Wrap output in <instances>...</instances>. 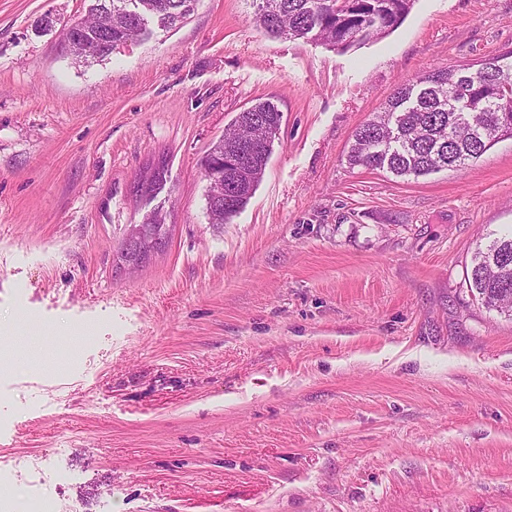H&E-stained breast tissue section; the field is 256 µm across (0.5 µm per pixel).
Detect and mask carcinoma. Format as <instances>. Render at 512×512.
Here are the masks:
<instances>
[{"label":"carcinoma","mask_w":512,"mask_h":512,"mask_svg":"<svg viewBox=\"0 0 512 512\" xmlns=\"http://www.w3.org/2000/svg\"><path fill=\"white\" fill-rule=\"evenodd\" d=\"M199 0H139L129 13L126 0H92L88 14L71 23L77 39L66 45L77 63L109 57L129 41L149 35L148 20L164 29L183 24ZM410 0H253L255 21L269 35L307 39L348 49L378 38L403 20ZM282 113L268 100L238 113L202 159L222 164L224 202L207 199L213 224H227L248 204L261 182ZM512 137V52L490 58L480 70L437 67L401 84L384 110L354 132L347 155L355 168L395 176L460 171L479 159L498 139ZM247 166L235 167L237 147ZM471 288L488 309L512 315V233L479 246L473 256Z\"/></svg>","instance_id":"cac0c4a2"}]
</instances>
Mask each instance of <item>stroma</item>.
<instances>
[{
  "instance_id": "35a3bbf8",
  "label": "stroma",
  "mask_w": 512,
  "mask_h": 512,
  "mask_svg": "<svg viewBox=\"0 0 512 512\" xmlns=\"http://www.w3.org/2000/svg\"><path fill=\"white\" fill-rule=\"evenodd\" d=\"M89 4L0 0L15 512H512V317L468 281L512 230V138L418 179L346 162L398 85L511 51L512 0H413L344 51L200 0L83 67L62 32ZM259 100L283 114L264 177L211 223L201 160ZM154 210L164 243L127 266Z\"/></svg>"
}]
</instances>
